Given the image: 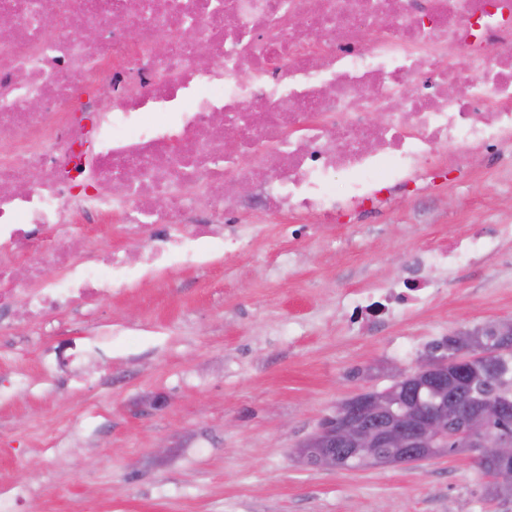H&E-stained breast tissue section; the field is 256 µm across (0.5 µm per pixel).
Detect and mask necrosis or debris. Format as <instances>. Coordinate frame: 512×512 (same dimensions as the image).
<instances>
[{"label":"necrosis or debris","mask_w":512,"mask_h":512,"mask_svg":"<svg viewBox=\"0 0 512 512\" xmlns=\"http://www.w3.org/2000/svg\"><path fill=\"white\" fill-rule=\"evenodd\" d=\"M1 18L0 308L31 319L208 264L215 217L333 224L512 140V0H0ZM78 214L150 242L76 256ZM499 235L419 255L365 304L368 324Z\"/></svg>","instance_id":"1"}]
</instances>
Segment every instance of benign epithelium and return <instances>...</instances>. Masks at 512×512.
I'll return each instance as SVG.
<instances>
[{
	"label": "benign epithelium",
	"mask_w": 512,
	"mask_h": 512,
	"mask_svg": "<svg viewBox=\"0 0 512 512\" xmlns=\"http://www.w3.org/2000/svg\"><path fill=\"white\" fill-rule=\"evenodd\" d=\"M496 355L495 351L471 344L458 351L451 349L447 356L422 360L410 369L398 368L393 379L430 378L448 366L464 377L475 364ZM450 407L452 403L441 399L409 408L395 388L363 391L339 404L332 424L320 427L303 447L307 448L306 456L316 454L320 468L336 467L338 451L364 458L372 448H405L413 455L417 448H437L447 439ZM510 413L511 401L472 405L467 428L459 434V440L465 447L475 449L480 459L512 465V439L495 438L488 433L490 415Z\"/></svg>",
	"instance_id": "7a95c632"
}]
</instances>
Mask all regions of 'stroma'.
<instances>
[{"instance_id":"35a3bbf8","label":"stroma","mask_w":512,"mask_h":512,"mask_svg":"<svg viewBox=\"0 0 512 512\" xmlns=\"http://www.w3.org/2000/svg\"><path fill=\"white\" fill-rule=\"evenodd\" d=\"M242 221L256 231L238 256L35 323L0 311V383L20 384L0 402V512H512L467 452L362 470L298 454L341 401L389 386L391 365L512 319V149L310 236ZM487 225L508 230L495 253L432 270L429 302L358 322L351 294ZM79 230L85 254L136 244L120 224ZM70 344L79 361L46 371Z\"/></svg>"}]
</instances>
